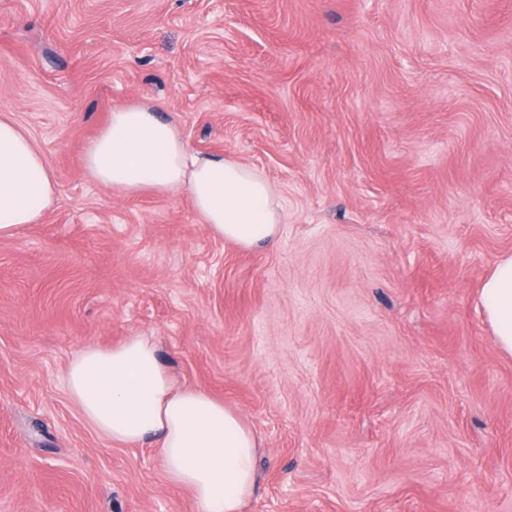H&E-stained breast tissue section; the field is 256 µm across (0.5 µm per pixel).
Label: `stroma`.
<instances>
[{"label":"stroma","instance_id":"obj_1","mask_svg":"<svg viewBox=\"0 0 512 512\" xmlns=\"http://www.w3.org/2000/svg\"><path fill=\"white\" fill-rule=\"evenodd\" d=\"M136 102L275 186L273 247L87 175ZM1 114L57 197L0 238V512H195L65 387L136 334L260 438L246 512H512V0H0ZM480 298L498 345L512 354V256L496 265L482 285Z\"/></svg>","mask_w":512,"mask_h":512}]
</instances>
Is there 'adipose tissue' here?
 Wrapping results in <instances>:
<instances>
[{
	"label": "adipose tissue",
	"mask_w": 512,
	"mask_h": 512,
	"mask_svg": "<svg viewBox=\"0 0 512 512\" xmlns=\"http://www.w3.org/2000/svg\"><path fill=\"white\" fill-rule=\"evenodd\" d=\"M84 166L100 184L129 195L186 194L199 223L224 241L247 249L277 241L282 212L272 185L237 159L193 152L176 123L151 108L113 109L86 145ZM56 193L40 150L0 116V238L37 223ZM480 298L498 345L512 353V256L496 265ZM65 381L85 420L112 443L153 442L166 482L191 494L195 512H245L259 480V437L223 400L177 385L152 337L83 347Z\"/></svg>",
	"instance_id": "adipose-tissue-1"
}]
</instances>
